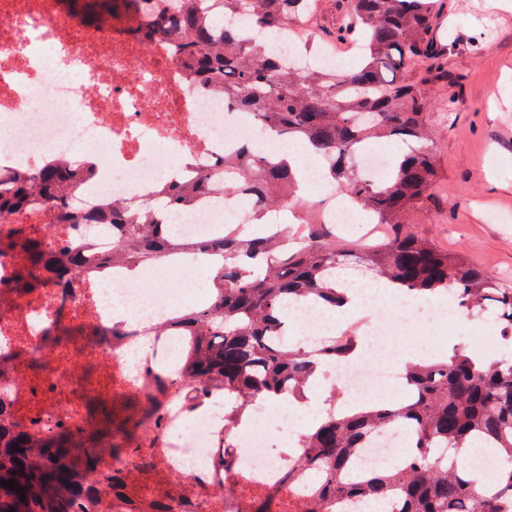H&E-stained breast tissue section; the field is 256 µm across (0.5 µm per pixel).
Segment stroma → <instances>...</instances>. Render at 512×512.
<instances>
[{"instance_id": "1", "label": "stroma", "mask_w": 512, "mask_h": 512, "mask_svg": "<svg viewBox=\"0 0 512 512\" xmlns=\"http://www.w3.org/2000/svg\"><path fill=\"white\" fill-rule=\"evenodd\" d=\"M344 18L339 0H315L306 33L338 47ZM439 30L455 44L454 79L427 87L434 114L448 122L438 136L437 188L415 227L434 247L512 282V11L495 0H448ZM497 332L496 321L478 314L454 320L440 341L448 350L477 333L495 337L493 357L512 355Z\"/></svg>"}]
</instances>
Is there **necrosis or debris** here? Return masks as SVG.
I'll return each mask as SVG.
<instances>
[{
  "mask_svg": "<svg viewBox=\"0 0 512 512\" xmlns=\"http://www.w3.org/2000/svg\"><path fill=\"white\" fill-rule=\"evenodd\" d=\"M258 129L250 113L225 110L223 87L192 82L168 41L148 46L122 27L89 25L60 0H0L1 178L50 162L83 177L66 197L71 210L103 212L155 204L167 186L204 174L209 192L175 212L179 238L198 241L223 225L248 223L247 200L224 187V161L236 158ZM8 222L35 225L49 248L74 235L41 202ZM120 239L108 226L84 232L86 258L75 280L29 296L9 287L21 253L0 255V406L34 433L84 425L78 395L88 387L147 403L156 372L180 373L188 340L173 322L200 303L199 278L216 259L181 251L164 259L163 280L133 286L125 265L99 260ZM291 325L311 336L357 334L367 341L370 360L336 374L353 401L401 390L393 342L381 323L334 321L307 303L294 310ZM30 355L42 363L38 373L29 370ZM88 359L99 364L93 384L82 373ZM223 413L217 394L194 418L175 408L162 426L147 423L141 451L154 463L152 476L144 478L137 460H128L127 490L162 499L169 512H181L188 493L199 512H238L237 489L277 486L292 458L273 443L265 428L272 413L262 406L253 408L251 428L235 437L233 470L212 466L224 445ZM403 455L391 429L358 450L350 471L361 479Z\"/></svg>",
  "mask_w": 512,
  "mask_h": 512,
  "instance_id": "necrosis-or-debris-1",
  "label": "necrosis or debris"
}]
</instances>
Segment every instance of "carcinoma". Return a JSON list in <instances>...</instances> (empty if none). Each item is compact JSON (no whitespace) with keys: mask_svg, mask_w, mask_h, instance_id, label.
Here are the masks:
<instances>
[{"mask_svg":"<svg viewBox=\"0 0 512 512\" xmlns=\"http://www.w3.org/2000/svg\"><path fill=\"white\" fill-rule=\"evenodd\" d=\"M309 0H68L67 8L87 19L109 16L150 44H178L195 80L224 85L226 107L252 112L266 132L301 142L323 162L338 193L371 212L394 235L376 244L350 243L336 227L319 222L314 205L299 195L296 175L276 155L259 156L248 147L230 163L233 188L252 202L256 217L293 201L303 209L295 236L288 224L278 230L246 233L226 225L199 240L195 248L221 258L215 296L185 312L178 330L192 339L182 357L180 383L192 402L224 392V423L235 426L255 397L301 394L314 368L341 359L356 346L350 337L325 341L306 350L278 341L286 305L317 300L337 307L342 284L336 269L370 267L394 287L431 296L453 288L466 310L490 308L501 325L500 337L512 341V286L498 281L459 253L434 248L425 238L403 233L436 178V135L425 92L430 82L448 81L445 46L434 36L442 0H345L346 22L339 38L356 48L357 64L325 69L286 64L265 55L253 38L237 30L252 21L258 30L282 27L307 14ZM405 146L402 164L386 178H364L355 163L361 149L383 142ZM77 176L57 167L0 181V217L22 207L37 187L45 201L58 204ZM209 187L207 176L177 186L178 203ZM58 212L62 224L83 228L121 224L125 237L112 256L129 268L152 264L180 246L170 224L136 222L130 212ZM19 250L26 262L12 288L32 292L47 282L65 285L84 262L81 241L53 250L39 234L12 228L0 242V254ZM410 397L388 406L362 405L331 413L301 439V451L284 476L294 489L305 473L319 482L311 499L323 505L339 497L362 501L395 500L398 512H512V360L484 364L462 345L443 358L403 367ZM167 405L139 403L133 414L111 412L112 428L93 444L83 442L89 427L34 436L0 413V482L13 480L19 493L0 486V512H165L159 499L127 494L124 477L114 470L88 469L96 449L112 441V459L140 456L138 430L144 420H160ZM394 425L413 438L403 463L379 469L361 482L350 481L352 455L372 434ZM481 448L500 460L486 481L473 480L468 449ZM276 491L253 493L245 512H270Z\"/></svg>","mask_w":512,"mask_h":512,"instance_id":"cac0c4a2","label":"carcinoma"}]
</instances>
